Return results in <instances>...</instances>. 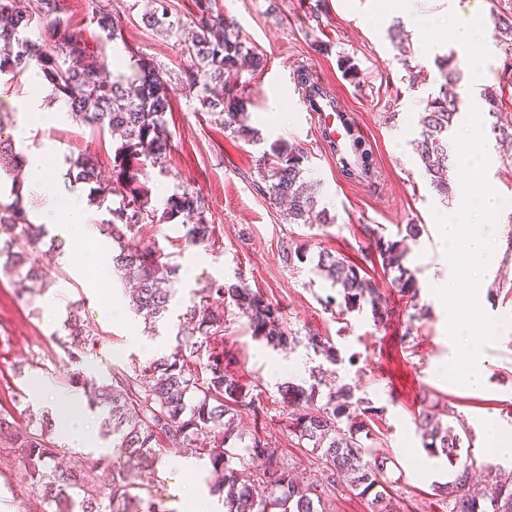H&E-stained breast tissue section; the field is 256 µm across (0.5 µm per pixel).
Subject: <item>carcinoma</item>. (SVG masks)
Segmentation results:
<instances>
[{"label": "carcinoma", "mask_w": 512, "mask_h": 512, "mask_svg": "<svg viewBox=\"0 0 512 512\" xmlns=\"http://www.w3.org/2000/svg\"><path fill=\"white\" fill-rule=\"evenodd\" d=\"M153 11L143 15L147 26L160 27L179 40L180 50L189 62L187 86L197 90L203 108L224 118V130L248 141H260L257 131L246 124L244 105L230 98L240 81L242 64H260L256 49L234 35L216 10L217 0H196L191 36L181 38L182 26L167 20L166 0H154ZM500 40L512 46V16H493ZM91 23L107 42L120 36L112 9L105 5L92 11ZM36 24L46 26L51 39L34 41L27 32ZM35 65L51 86L55 98L63 101L67 114L94 132H117L120 141L114 149L112 176L101 178L98 158L86 150L72 161L69 175L75 184L89 186L91 205L107 208L110 218L100 224L101 232L112 239V268L121 278L133 282L129 295L133 311L152 324L167 310L175 296L177 266L149 245L137 242L143 224H161L183 217L185 241L201 245L209 241L214 226L204 215L199 195L183 189L171 194L163 211L152 204L151 189L143 180V167L164 169L170 153V132L165 114L170 109L164 72L152 60L139 58L137 71L107 76L110 63L104 52H92L81 35L70 31L69 22L58 15V0H39L32 13H23L12 0H0V75L15 76ZM442 83L439 93L428 99L421 119L420 158L431 184L446 196L453 191L447 179L449 169L448 131L459 112L463 68L455 53L437 60ZM308 108L318 112L323 103H336L330 91L312 80L305 68L297 69ZM0 122V173L11 182L14 200L0 204V268L19 283L46 281L49 271L40 265L38 245L48 235L43 224H35L23 206L22 191L27 172L23 152L3 137ZM341 171L349 178L370 182L376 178L371 144L359 133L347 131L345 141L329 140ZM305 157L288 146H273L263 152L258 174L264 191L275 202L287 205L288 219L296 224H322L319 194L304 180ZM400 240H386L374 228L369 230L381 258L383 270L394 272V284L406 297L418 292L416 279L405 265L404 241L420 234L417 224L405 226ZM316 269L337 289L328 304L339 312H349L363 304L383 320L385 299L376 282L362 269L329 252L318 255ZM221 294L244 315L255 338L280 349H288L297 336L283 325L280 308L243 280L214 284ZM195 319L196 340L186 339L145 369L112 375L109 380L82 378L88 387L89 405L104 416L106 435L112 437V454L95 461L79 454L61 470L53 466L56 458L52 441V419L44 414L36 426L20 431L8 415L0 413V442L17 449L19 463L33 480V488L53 512H164L152 494L142 496L144 485L129 481V474L146 472L159 459L158 441L166 442L176 453L191 452L207 457L210 466V491L223 498L226 512H324L317 488L303 486L278 460L276 449L259 433L249 442L236 432L241 414L257 416L264 407L244 390L235 374L226 370L223 359L204 354L211 341L224 328V311L199 303L191 310ZM66 343H86L84 322L78 306L67 307L63 321ZM307 345L326 360H341L333 342L311 331ZM283 406L288 408V433L320 453L323 468L334 479L345 476L352 490L370 500L371 512H390L381 491L385 461L367 460L371 440L370 422L378 408L344 384L318 400L319 389L290 382L281 387ZM419 428L425 447L451 458L456 455L460 435L443 426L436 416L426 413ZM261 457L265 467L250 482L243 481L235 461L243 455ZM107 469L111 481L100 488L97 472ZM449 501V512H512V482L497 481L477 487L463 473L452 483L439 487Z\"/></svg>", "instance_id": "cac0c4a2"}]
</instances>
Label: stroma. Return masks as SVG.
Returning a JSON list of instances; mask_svg holds the SVG:
<instances>
[{
  "mask_svg": "<svg viewBox=\"0 0 512 512\" xmlns=\"http://www.w3.org/2000/svg\"><path fill=\"white\" fill-rule=\"evenodd\" d=\"M96 3L110 5L122 25V39L112 44L122 72H130L134 57H145L163 70L167 81L171 151L164 169L144 170L156 207H163L176 190L198 192L215 230L207 243L192 246L185 242L180 219L141 227L138 241L155 246L179 267L176 294L148 332L143 318L128 306V285L111 270L112 241L98 230L108 217L106 208L85 210L89 233L82 262L62 226L48 225L58 246L41 244L39 258L53 272L51 286L22 293L0 272V410L12 412L23 426L30 415L52 414L60 462L78 452L89 459L108 454L112 441L101 432L100 412L89 408L83 388L71 383L72 374L108 378L170 355L177 336L190 328L188 310L199 303L204 289L241 276L278 305L286 326L298 337L288 350L268 346L252 335L232 303H225L224 332L213 348L264 406L259 419L243 417L242 431L264 435L302 484L316 485L326 512L369 508L348 482L328 479L316 454L290 437L278 392L288 381L308 386L322 378L334 385L350 384L381 408L382 418L372 426V453L388 460L382 481L395 512H448V502L437 496L435 487L464 470L470 480L483 484L512 474V459L490 458L483 436L491 419L512 436V144L493 130L497 122L512 125V49L493 36L494 15L511 14L512 0H415L406 12L394 10L392 0H327L318 18L309 12L308 0H217L222 16L263 58L260 66L245 67L240 79L250 123L261 134L257 144L225 132L220 117L202 109L187 88L188 62L175 38L144 25L145 0H59L62 17L89 49L101 45L91 22ZM460 12L476 15L483 29L474 49L418 22L422 15L449 20ZM395 23L408 34L412 56L401 55L392 42L389 28ZM452 51L462 58L476 53L483 69L478 79L469 72L464 75L453 131H460L470 108L483 111L486 88L500 87L505 94L500 118L484 111L481 116L487 180L501 200L494 232L504 247L483 297L485 313L499 326L486 347L488 384L481 390L439 375L448 361V313L431 288L446 279L449 266L435 214L460 206L462 187L456 182L457 169H450L455 185L451 196L442 198L424 173L417 150L426 101L441 83L436 60ZM342 56L355 63L359 83L344 78L338 66ZM301 65L332 91L370 140L378 171L375 182L347 178L322 135L318 114L299 111L301 93L294 73ZM45 86L27 72L0 81V113L10 116L6 134L18 149L46 158L45 168L30 174L24 192L30 218L38 224L49 197L89 192L88 186L71 183L68 157L94 151L107 178L113 154L111 135L92 132L67 113L25 116L15 111L13 100L41 95ZM277 142L307 155L306 176L320 183L326 225L288 223L284 209L260 190L257 161ZM408 224L421 227L420 235L407 243L406 265L419 287L414 299L393 287V276L384 273L365 231L369 225L379 227L385 237L396 240ZM302 243L309 248L306 259L285 264L284 249ZM323 250L359 265L376 281L385 296L387 319L375 320L367 305L343 316L325 307L332 288L316 269ZM73 303L79 304L93 338L75 360L57 338L66 308ZM311 331L331 339L342 352L341 363L330 364L308 347ZM427 412L441 415L443 424L459 433L454 459L425 448L417 420ZM80 428L93 431L92 447L79 450L69 440L68 431ZM209 477L205 461L167 454L154 471L133 474L132 479L149 484L166 512H192L195 496L206 500L211 512H224L222 501L209 492ZM43 510L14 450L0 446V512Z\"/></svg>",
  "mask_w": 512,
  "mask_h": 512,
  "instance_id": "35a3bbf8",
  "label": "stroma"
}]
</instances>
